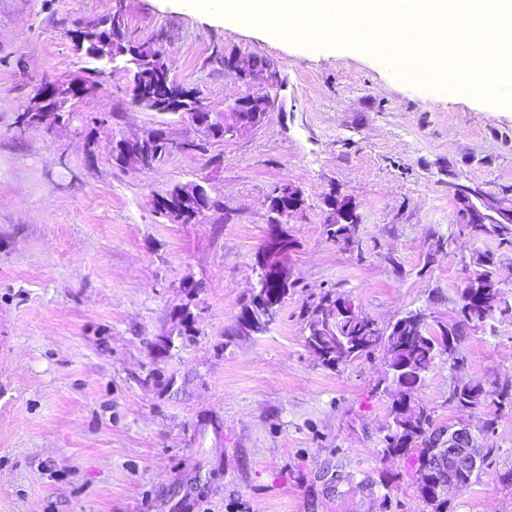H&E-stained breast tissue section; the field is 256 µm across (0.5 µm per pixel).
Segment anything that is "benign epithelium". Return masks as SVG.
I'll return each instance as SVG.
<instances>
[{
  "instance_id": "benign-epithelium-1",
  "label": "benign epithelium",
  "mask_w": 512,
  "mask_h": 512,
  "mask_svg": "<svg viewBox=\"0 0 512 512\" xmlns=\"http://www.w3.org/2000/svg\"><path fill=\"white\" fill-rule=\"evenodd\" d=\"M124 0H117L112 12L111 28L106 31H96L93 24H88L77 30L73 36L75 51L85 57L93 58L104 65L124 63V68L132 76L131 90L135 97L140 98L146 93L149 81H161L167 85L166 93L151 97V111L159 113H177L182 118L194 124L204 137H212L215 126V113L204 108L189 110L188 103L200 97L198 90L177 84L170 76V70L163 52L155 49L147 61L150 65L137 63L139 57L128 55L123 47L124 40ZM225 68L247 84H259L264 92L253 94L224 109L223 135H236L258 127L274 103L272 91H278L282 82L276 70L268 65L259 67L250 64L246 67L239 65L237 59L224 58ZM88 86L81 82L68 84V91L60 93L57 84L39 87L36 98L40 101L38 114L42 117L59 121V115L66 109L67 104L76 98L84 96ZM124 154L143 167H150L160 160L162 152L182 150L185 145L175 143L159 131L152 132L142 138L121 140ZM182 191L157 198V205L163 208V213L172 224L197 223L205 212L197 209L195 201L210 199L207 188L200 182L191 181L181 184ZM458 204V212L462 221L470 225L480 224H512V204L507 205L489 191L460 183L449 184ZM304 204L303 192L288 183L275 188L269 197L271 213L270 233L263 248L256 256V266L259 270L258 280L253 286L250 300L251 317L244 322L254 333H261L275 320L280 301L265 290V281L269 278L279 282L284 288L288 287V277L285 272L286 258L293 249V241L288 237L284 226L291 223ZM328 207L327 223L343 226V240H350L351 230L357 222L356 208L350 198L331 195L326 199ZM329 316L348 319L366 328L367 331L379 334L376 324L356 311L354 305L342 298L331 305ZM433 452L444 451L442 469L448 471V481L443 483L444 492L448 498H453L462 487L461 476L475 472L481 466V454L475 425L468 421L457 423L436 432L432 436Z\"/></svg>"
}]
</instances>
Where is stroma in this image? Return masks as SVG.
<instances>
[{"mask_svg": "<svg viewBox=\"0 0 512 512\" xmlns=\"http://www.w3.org/2000/svg\"><path fill=\"white\" fill-rule=\"evenodd\" d=\"M115 0H0V512H420L412 462L384 457L391 396L383 350L331 367L305 342L324 292L386 328L410 311L453 322L491 256L512 303V244L471 231L448 189L512 201V107L399 79L376 54L308 47L185 0H126L127 36L164 51L211 111L255 93L225 55L268 61L284 83L257 128L204 140L151 112L116 67L69 105V122L15 120L44 83L86 77L73 32ZM162 131L203 150L152 167L112 161L116 139ZM208 180L213 208L173 224L155 206ZM299 187L288 226L292 287L263 333L240 316L269 233L267 199ZM352 199L349 242L327 235L330 194ZM189 307L193 329L176 335ZM172 348L162 349L166 336ZM464 363L440 356L417 398L448 425L453 379L512 382V315L472 327ZM449 512H512V410ZM351 475L341 494L321 471ZM394 486L383 501L381 478Z\"/></svg>", "mask_w": 512, "mask_h": 512, "instance_id": "obj_1", "label": "stroma"}]
</instances>
